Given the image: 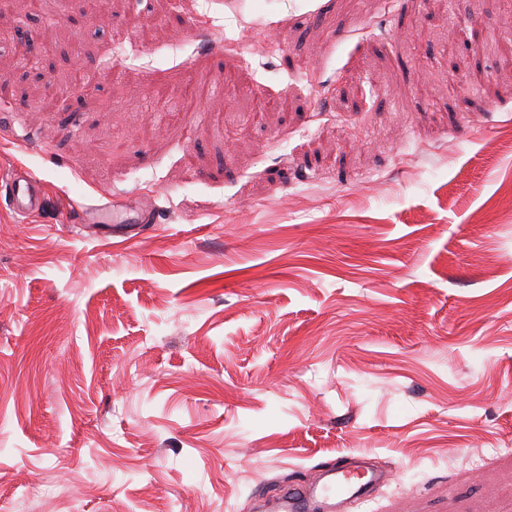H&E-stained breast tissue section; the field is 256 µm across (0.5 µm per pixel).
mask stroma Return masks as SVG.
<instances>
[{"mask_svg": "<svg viewBox=\"0 0 512 512\" xmlns=\"http://www.w3.org/2000/svg\"><path fill=\"white\" fill-rule=\"evenodd\" d=\"M432 3L0 0V512H512V0ZM0 179L9 184L7 203L21 217H28L37 212L41 205V180L31 171L25 176H19L14 169L7 174H1ZM341 461L326 469L318 482L290 484L282 501L284 509L307 512L312 504L321 503L332 508L330 512H347L384 483L383 473L370 467L368 458L350 455Z\"/></svg>", "mask_w": 512, "mask_h": 512, "instance_id": "1", "label": "stroma"}]
</instances>
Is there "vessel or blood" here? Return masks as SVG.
I'll list each match as a JSON object with an SVG mask.
<instances>
[{"instance_id": "obj_1", "label": "vessel or blood", "mask_w": 512, "mask_h": 512, "mask_svg": "<svg viewBox=\"0 0 512 512\" xmlns=\"http://www.w3.org/2000/svg\"><path fill=\"white\" fill-rule=\"evenodd\" d=\"M4 179L9 185L7 203L17 215L27 217L40 209L37 176L30 172L21 176L12 170ZM383 481V473L370 467L368 458L350 455L326 469L318 482L290 484L283 506L286 512H309L312 504L321 503L332 512H349L351 505L365 500Z\"/></svg>"}]
</instances>
